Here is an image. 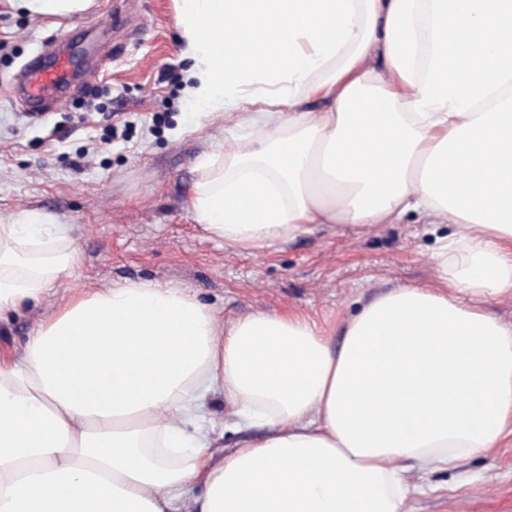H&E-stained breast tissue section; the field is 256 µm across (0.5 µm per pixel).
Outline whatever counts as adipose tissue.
<instances>
[{
  "label": "adipose tissue",
  "mask_w": 512,
  "mask_h": 512,
  "mask_svg": "<svg viewBox=\"0 0 512 512\" xmlns=\"http://www.w3.org/2000/svg\"><path fill=\"white\" fill-rule=\"evenodd\" d=\"M199 121L193 220L247 249L413 212L459 234L437 285L391 288L342 340L300 314L225 323L178 288L73 294L0 357V512H405L411 461L512 438V0H176ZM64 225L0 224V319L79 263ZM219 393L223 457L200 422ZM210 417L215 423V432L212 436V451L216 456L230 452L238 443L247 436L266 434L267 428H257L240 431L234 426V418L223 398L215 396L210 405Z\"/></svg>",
  "instance_id": "1"
}]
</instances>
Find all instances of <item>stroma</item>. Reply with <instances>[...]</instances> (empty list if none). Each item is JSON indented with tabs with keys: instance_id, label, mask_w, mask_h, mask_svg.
<instances>
[{
	"instance_id": "obj_1",
	"label": "stroma",
	"mask_w": 512,
	"mask_h": 512,
	"mask_svg": "<svg viewBox=\"0 0 512 512\" xmlns=\"http://www.w3.org/2000/svg\"><path fill=\"white\" fill-rule=\"evenodd\" d=\"M56 45L90 52L91 75L52 93L42 110L5 93ZM173 0H91L36 18L0 0V219L25 211L68 227L81 262L42 304L0 320V354L24 346L37 321L77 288L148 281L184 290L225 321L293 310L339 324L372 296L434 282L429 256L456 224L410 214L395 224H318L259 253L205 236L191 215L196 159L224 141V118L196 127L184 95ZM215 455L243 431L214 397ZM407 512H512V441L449 471L409 468Z\"/></svg>"
}]
</instances>
